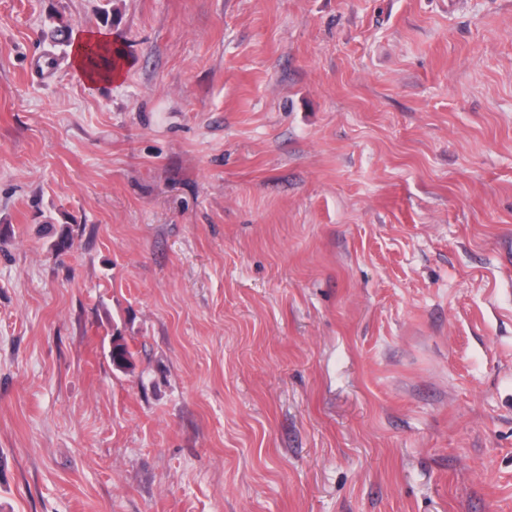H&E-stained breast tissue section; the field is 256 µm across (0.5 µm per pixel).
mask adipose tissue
Returning <instances> with one entry per match:
<instances>
[{"label": "adipose tissue", "instance_id": "ef3b65f1", "mask_svg": "<svg viewBox=\"0 0 512 512\" xmlns=\"http://www.w3.org/2000/svg\"><path fill=\"white\" fill-rule=\"evenodd\" d=\"M70 51L74 68L84 77L89 87L112 83L121 75L120 67L114 63L118 48L107 32L74 34Z\"/></svg>", "mask_w": 512, "mask_h": 512}]
</instances>
